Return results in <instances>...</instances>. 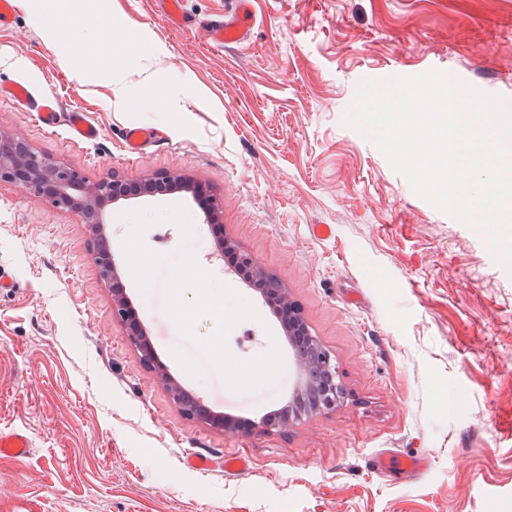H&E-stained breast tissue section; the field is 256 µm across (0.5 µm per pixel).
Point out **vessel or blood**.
Wrapping results in <instances>:
<instances>
[{"mask_svg": "<svg viewBox=\"0 0 512 512\" xmlns=\"http://www.w3.org/2000/svg\"><path fill=\"white\" fill-rule=\"evenodd\" d=\"M159 10L169 26L176 29L200 27L207 40L224 46L242 42L252 23L248 10L249 0H235L236 7L231 16L202 23L196 22L186 8L184 0H156ZM67 126L71 136L80 142H92L98 139V129L89 123L83 112L72 111L67 115ZM30 450L28 436L21 431L0 432V453L11 456H23ZM373 465L381 471H394L399 474H414L420 471V461L412 456L396 454L374 459Z\"/></svg>", "mask_w": 512, "mask_h": 512, "instance_id": "1", "label": "vessel or blood"}]
</instances>
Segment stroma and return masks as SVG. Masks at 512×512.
<instances>
[{
  "label": "stroma",
  "mask_w": 512,
  "mask_h": 512,
  "mask_svg": "<svg viewBox=\"0 0 512 512\" xmlns=\"http://www.w3.org/2000/svg\"><path fill=\"white\" fill-rule=\"evenodd\" d=\"M246 40L213 46L168 29L155 0H18L0 29V87L55 94L100 131L72 140L30 107L0 98V131L88 180L159 174L202 183L225 239L275 276L313 336L336 358L350 396L336 411L282 431L263 418L301 375L283 329L256 288L229 272L192 194L113 205L181 203L194 235L150 227L147 246L176 262L182 247L249 300L259 320L228 338L241 360L278 344L281 376L229 390L213 368L190 377L216 321L185 337L166 315L159 270L148 291L117 254L153 351L198 397L188 416L112 314L91 234L79 218L0 184V431L31 440L0 454V512H512V274L484 237L439 211L346 126L360 80L432 70L512 109V0H252ZM155 130L131 155L123 130ZM334 233L318 237L313 225ZM211 453L212 470L184 463ZM381 453L421 458L403 481L376 470ZM241 456L242 474L224 470ZM28 436L18 430L0 432V452L11 456H24L29 453Z\"/></svg>",
  "instance_id": "35a3bbf8"
}]
</instances>
